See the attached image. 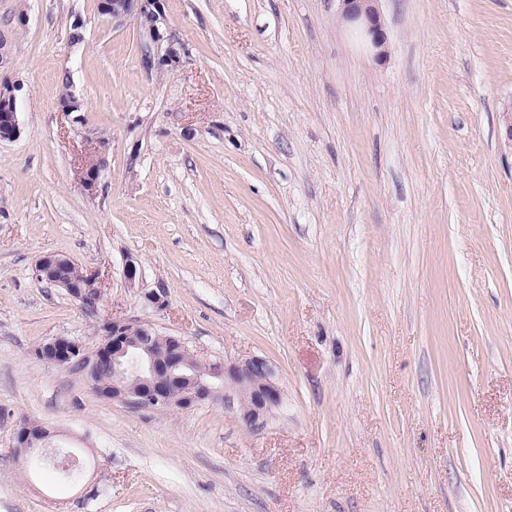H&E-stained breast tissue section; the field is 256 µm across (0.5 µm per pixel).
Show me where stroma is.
<instances>
[{"label":"stroma","instance_id":"1","mask_svg":"<svg viewBox=\"0 0 512 512\" xmlns=\"http://www.w3.org/2000/svg\"><path fill=\"white\" fill-rule=\"evenodd\" d=\"M163 4L180 61L147 72L97 0H0V512H512V0H380V59L336 0ZM111 318L265 358L281 405L134 411L36 358ZM25 420L78 479L17 459ZM17 91L19 86L15 82H0V141L13 140L21 133L17 116ZM96 145L97 146L94 147L96 155L94 158L89 157L82 168L81 174L85 189L91 193L96 192L98 188L102 167L104 165L102 154L107 148V142L104 139H97ZM73 267H79L70 258L58 254H47L39 258L35 265L38 279L63 288L82 307L94 312L102 298V283L98 273L80 272L78 277L71 274Z\"/></svg>","mask_w":512,"mask_h":512}]
</instances>
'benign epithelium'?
<instances>
[{
	"label": "benign epithelium",
	"instance_id": "benign-epithelium-1",
	"mask_svg": "<svg viewBox=\"0 0 512 512\" xmlns=\"http://www.w3.org/2000/svg\"><path fill=\"white\" fill-rule=\"evenodd\" d=\"M340 18L354 25L363 40L380 58L385 54L386 33L378 8L379 0H336ZM99 13L122 22L136 20L145 37L143 67L161 70L178 60L174 39L160 32L164 19L162 0H99ZM19 86L0 82V141L17 138ZM107 148L96 141L95 156L82 168V182L91 193L97 191ZM75 263L62 255L47 254L35 265L36 277L58 286L82 307L93 312L102 298L99 275L81 271L71 274ZM103 339L95 349L68 337H55L35 349L38 359L65 370L76 369L97 395L133 410L173 411L224 400L250 427L264 424L280 406L282 391L273 366L264 358L244 361L212 360L193 351L182 336L168 335L157 348L159 332L149 323L126 320L105 322L100 328ZM50 436L44 426L25 421L15 436L14 452L24 461L42 450Z\"/></svg>",
	"mask_w": 512,
	"mask_h": 512
}]
</instances>
